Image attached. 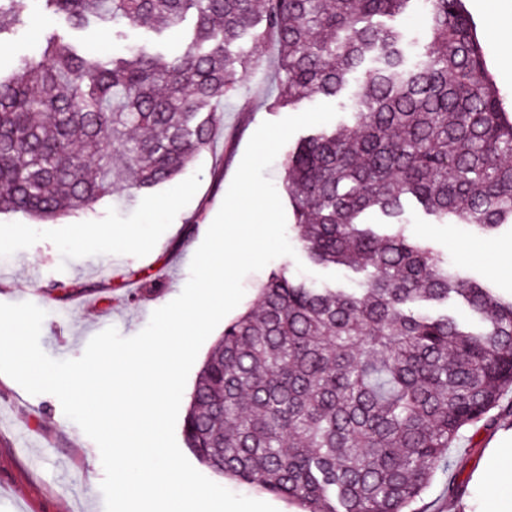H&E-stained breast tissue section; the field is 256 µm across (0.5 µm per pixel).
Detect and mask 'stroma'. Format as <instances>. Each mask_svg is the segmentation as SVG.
<instances>
[{
  "mask_svg": "<svg viewBox=\"0 0 512 512\" xmlns=\"http://www.w3.org/2000/svg\"><path fill=\"white\" fill-rule=\"evenodd\" d=\"M476 26L488 68L512 102V0H464ZM101 54L130 45H163L179 51L184 36H164L147 27L100 29L90 36ZM243 54L262 57L257 69L240 72L238 88L219 111L234 138L216 139L188 169L137 201L117 189L90 209L40 223L0 213L9 234L0 252V303L32 302L46 311L40 335L43 351L57 360L82 356L90 339L113 327L131 337L152 312L175 299L189 279L193 255L218 213L246 146L262 122L294 115L274 107L277 58L273 43L244 41ZM410 234L424 239L470 279L491 278L494 288L512 295V271L502 257L512 252V230L493 236L473 233L464 224H436L408 205ZM129 278L128 287L106 291L105 278ZM66 285L65 301L49 299L48 289ZM452 465L437 473L417 503L418 512H512V417L479 430L467 429L449 449ZM104 477L97 445L63 413L50 394H28L0 374V512H104ZM464 496L448 500L447 483Z\"/></svg>",
  "mask_w": 512,
  "mask_h": 512,
  "instance_id": "35a3bbf8",
  "label": "stroma"
}]
</instances>
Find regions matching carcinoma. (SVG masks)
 Returning a JSON list of instances; mask_svg holds the SVG:
<instances>
[{"mask_svg": "<svg viewBox=\"0 0 512 512\" xmlns=\"http://www.w3.org/2000/svg\"><path fill=\"white\" fill-rule=\"evenodd\" d=\"M83 32L149 23L181 51L101 57L0 0V37L38 33L40 56L0 73V212L38 221L118 186L181 174L220 132L218 109L273 41L272 105L349 93L352 122L303 136L284 162L296 240L332 288L273 272L260 306L224 326L183 420L211 472L302 512H413L448 448L512 391V296L458 276L406 234L405 199L438 224L512 228V117L463 0H427L410 57L392 20L415 0H39ZM377 211L390 232L362 216ZM460 301L468 319L446 312Z\"/></svg>", "mask_w": 512, "mask_h": 512, "instance_id": "carcinoma-1", "label": "carcinoma"}]
</instances>
